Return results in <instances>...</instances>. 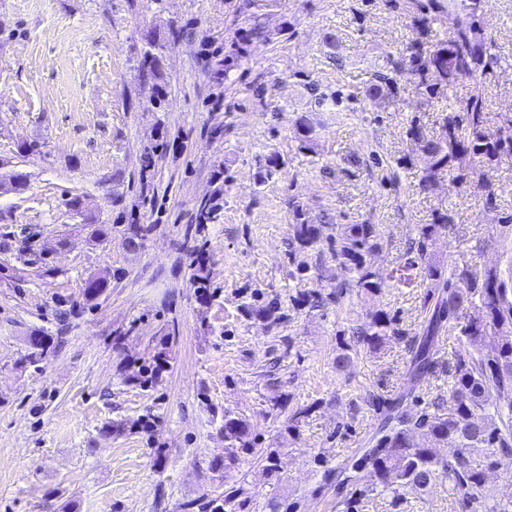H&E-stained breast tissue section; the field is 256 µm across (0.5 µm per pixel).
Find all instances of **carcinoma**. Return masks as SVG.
Returning a JSON list of instances; mask_svg holds the SVG:
<instances>
[{"label":"carcinoma","mask_w":512,"mask_h":512,"mask_svg":"<svg viewBox=\"0 0 512 512\" xmlns=\"http://www.w3.org/2000/svg\"><path fill=\"white\" fill-rule=\"evenodd\" d=\"M483 2L448 0V17L454 24L448 41L428 50L417 42L407 51L420 85H425L430 72L447 87L463 78L473 84L470 95L460 101L462 113H448L438 133L427 138L420 127L412 128V137L429 158L419 188L426 189L446 174L448 183L453 185L470 181L491 202L495 192L486 171L503 159L512 158V115L492 119L486 112L482 79L498 67L499 57L481 22ZM163 48L154 40L149 42L142 60V66L157 80L162 78ZM296 125L305 148H310L317 135L314 118L301 115ZM294 218L299 247L316 245L321 238L319 227L306 221L298 205L294 206ZM449 222L448 216L441 215L439 223L420 229L417 251L423 259L421 267L413 262L386 274L367 263V257L381 248L374 225L352 224L340 234L336 259L355 274V287L364 294L375 295L392 280L410 285L419 277L439 291L438 304L411 359V381L417 383L434 372L432 344L442 323L457 320L465 309L477 311L461 328L462 337L473 351L448 367V411L417 416L408 411L402 395L391 401L382 396L372 398L377 405L387 406L388 418L373 446L353 464L352 470L371 467L375 484L396 497L407 490L423 493L446 476L452 482L461 512H512V495L498 497L486 488V470L512 464V257L507 259L505 269L489 268L481 276L466 265H455L443 272L429 258L428 248ZM206 260L203 251L196 252L193 285L204 303L212 297ZM110 279L108 273L88 278L86 300L98 298L109 287ZM400 335L393 320L376 311L369 321L352 328L350 340L358 347L377 351ZM28 345L25 361L37 368L49 352V337L34 333L28 338ZM167 363V354L159 352L152 357V364L142 368V374L157 380ZM422 428L430 437L428 445L416 441ZM224 440L227 453L213 463L216 469L235 464L240 453L254 452L249 426L243 420L224 418ZM442 444L448 445L446 456L439 454ZM238 497V491H229L200 506L199 512H235Z\"/></svg>","instance_id":"cac0c4a2"}]
</instances>
